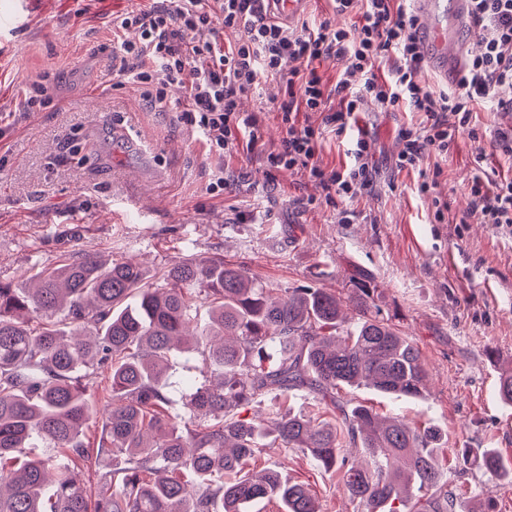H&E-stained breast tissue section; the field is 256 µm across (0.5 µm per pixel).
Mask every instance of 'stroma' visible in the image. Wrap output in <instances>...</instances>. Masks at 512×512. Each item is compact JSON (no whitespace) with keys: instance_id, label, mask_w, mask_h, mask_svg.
Segmentation results:
<instances>
[{"instance_id":"35a3bbf8","label":"stroma","mask_w":512,"mask_h":512,"mask_svg":"<svg viewBox=\"0 0 512 512\" xmlns=\"http://www.w3.org/2000/svg\"><path fill=\"white\" fill-rule=\"evenodd\" d=\"M0 0V282L19 284L74 253L138 262L146 283L178 261L219 255L273 288L315 286L345 295L351 284H376L375 303L418 348L430 390L396 397L359 386L339 392L364 405L445 435L440 459L466 448H493L512 469V404L498 396L512 368V234L489 224L461 223L469 207L477 150L487 164L512 167L491 141L456 133L445 154H426L420 172L396 171L399 128L422 122L416 112L363 115L375 140L371 189L332 206L296 170L269 181L263 161L281 137L271 100L281 78L244 98L246 112L264 111L263 146L228 162L208 155L200 136L181 123L170 89L151 106L141 85L114 86L112 46L121 19L152 0ZM48 88L49 106L23 114L32 84ZM238 181L214 195L219 167ZM440 171L437 194L419 190L421 173ZM447 200L444 223L434 198ZM249 470L272 469L304 483L321 512H361L338 474L295 448L257 452ZM448 489L464 512H480L492 492L497 512H512V483L478 469L448 473Z\"/></svg>"}]
</instances>
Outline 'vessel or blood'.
<instances>
[{"label":"vessel or blood","instance_id":"1","mask_svg":"<svg viewBox=\"0 0 512 512\" xmlns=\"http://www.w3.org/2000/svg\"><path fill=\"white\" fill-rule=\"evenodd\" d=\"M413 6L426 56L440 61L444 74L457 75L462 65L460 37L470 21L469 0H414Z\"/></svg>","mask_w":512,"mask_h":512}]
</instances>
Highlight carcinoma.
Masks as SVG:
<instances>
[{
    "label": "carcinoma",
    "instance_id": "carcinoma-1",
    "mask_svg": "<svg viewBox=\"0 0 512 512\" xmlns=\"http://www.w3.org/2000/svg\"><path fill=\"white\" fill-rule=\"evenodd\" d=\"M158 279L152 288L133 263L78 253L22 288L0 282V512H247L258 499L320 512L305 485L271 470L243 473L268 439L341 472L363 512H456L441 484L437 429L363 405L347 412L338 397L354 385L427 391L418 349L371 307L376 285L356 281L345 299L271 288L222 257L174 263ZM177 353L202 364L181 422L166 414ZM102 371L112 403L93 447L87 390ZM298 392L330 403L341 425L276 405L267 427L241 416ZM37 442L45 454L28 457ZM348 445L365 449L366 465H348ZM457 465L503 469L492 449H466ZM76 469L95 472V483L81 485Z\"/></svg>",
    "mask_w": 512,
    "mask_h": 512
}]
</instances>
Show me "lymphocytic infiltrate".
<instances>
[{"instance_id": "1", "label": "lymphocytic infiltrate", "mask_w": 512, "mask_h": 512, "mask_svg": "<svg viewBox=\"0 0 512 512\" xmlns=\"http://www.w3.org/2000/svg\"><path fill=\"white\" fill-rule=\"evenodd\" d=\"M469 34L480 45L454 86L436 92L422 79L425 56L415 36L418 19L406 0H332V16L291 29L271 15L264 0H155L120 21L135 36L112 48L116 79L133 78L150 104H164L170 87L184 89L183 123L202 135L209 154H251L264 136L260 114L239 111L241 97L259 91L266 78L286 74L283 99L273 102L283 136L266 157L267 177L282 169L307 173L326 202L353 199L373 184L375 142L360 124L368 106L383 112L423 114L419 125L398 130L403 144L394 166L419 167L430 150L448 151L456 132L474 142L483 134L471 124L483 103L512 111L496 90L512 84V0H470ZM351 25L333 23V15ZM232 33L233 39L185 41L198 30ZM346 60L335 83L320 71L328 59ZM363 75L353 84L354 75ZM347 139L348 163L324 166L325 132ZM467 218L512 232V175L481 171L470 186Z\"/></svg>"}]
</instances>
